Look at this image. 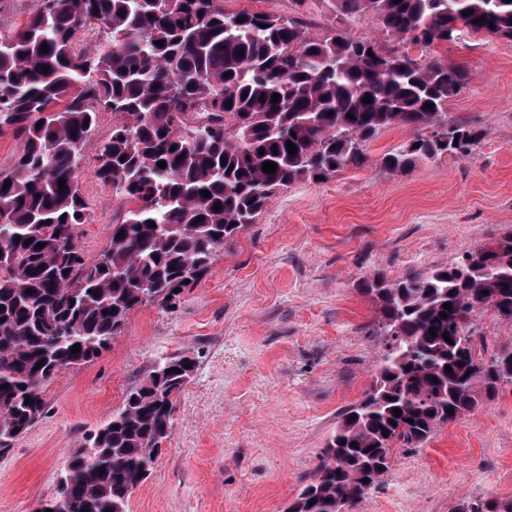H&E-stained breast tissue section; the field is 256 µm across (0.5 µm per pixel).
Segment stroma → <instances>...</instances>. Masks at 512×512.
<instances>
[{"instance_id": "stroma-1", "label": "stroma", "mask_w": 512, "mask_h": 512, "mask_svg": "<svg viewBox=\"0 0 512 512\" xmlns=\"http://www.w3.org/2000/svg\"><path fill=\"white\" fill-rule=\"evenodd\" d=\"M306 19L317 37L336 26L382 37L372 18H340L331 0H315ZM437 54L467 72L448 116L484 128L473 154L389 171L382 156L413 136L396 127L371 141L364 167L279 192L176 305L139 308L108 349L48 387L45 416L0 453V512H31L52 496L65 458L152 364L181 353L197 368L129 512H284L382 364L386 344L370 331L377 310L365 282L445 267L512 235V42L477 35ZM111 131V113H100L81 164L89 220L80 245L90 260L119 213L93 176ZM487 498L512 501L511 386L425 447L395 449L382 486L352 512H453Z\"/></svg>"}]
</instances>
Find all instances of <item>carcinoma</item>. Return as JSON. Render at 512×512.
Instances as JSON below:
<instances>
[{"instance_id": "cac0c4a2", "label": "carcinoma", "mask_w": 512, "mask_h": 512, "mask_svg": "<svg viewBox=\"0 0 512 512\" xmlns=\"http://www.w3.org/2000/svg\"><path fill=\"white\" fill-rule=\"evenodd\" d=\"M309 2L294 0L287 18L230 13L224 0H33L22 26L0 31V135L21 141L13 166L0 170V451L42 419L62 371L93 362L133 310L175 304L279 191L363 166L369 142L387 128L414 131L382 157L391 171L468 157L481 143L482 130L448 119L467 74L433 48L464 31L512 41V0H336L343 16L371 17L383 43L340 28L311 35L299 16ZM89 22L103 37L80 46ZM404 42L429 58L399 49ZM101 112L112 113V133L94 177L126 209L90 261L79 246L88 220L80 160ZM268 161L273 174L263 171ZM365 291L379 312L383 364L286 512L353 506L382 484L394 449L424 447L439 427L512 385V345L477 360L472 319L490 308L512 322V235L446 267L392 281L378 274ZM195 369L187 353L157 362L65 460L52 512H129ZM455 512H512V501H467Z\"/></svg>"}]
</instances>
